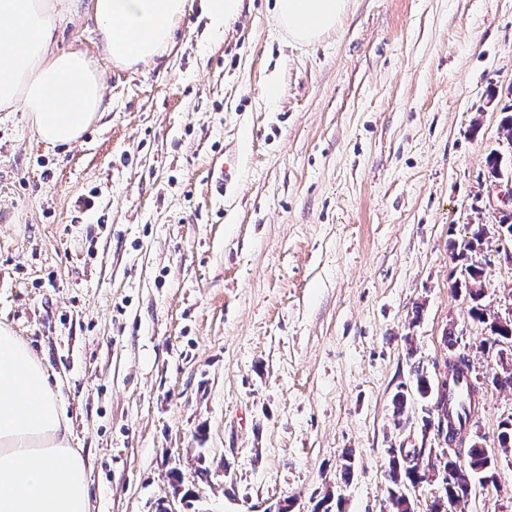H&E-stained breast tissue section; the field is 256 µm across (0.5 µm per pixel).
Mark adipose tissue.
I'll use <instances>...</instances> for the list:
<instances>
[{"instance_id": "1", "label": "adipose tissue", "mask_w": 512, "mask_h": 512, "mask_svg": "<svg viewBox=\"0 0 512 512\" xmlns=\"http://www.w3.org/2000/svg\"><path fill=\"white\" fill-rule=\"evenodd\" d=\"M185 0H0V111L21 108L38 141L69 147L107 109L82 50L51 51L58 20L91 15L107 61L153 63L174 42ZM281 29L318 41L348 0H274ZM0 512H91L87 463L70 444L56 381L30 344L0 322Z\"/></svg>"}]
</instances>
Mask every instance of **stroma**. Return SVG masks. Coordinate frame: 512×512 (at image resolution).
Masks as SVG:
<instances>
[{"label":"stroma","mask_w":512,"mask_h":512,"mask_svg":"<svg viewBox=\"0 0 512 512\" xmlns=\"http://www.w3.org/2000/svg\"><path fill=\"white\" fill-rule=\"evenodd\" d=\"M205 25L186 0L174 46L119 71L93 19L59 24L54 49L92 55L109 105L72 148L0 111V321L61 384L92 512H155L175 468L182 512H316L333 490L344 512H387L388 449L445 446L413 367L441 382L457 352L484 381L467 436L498 461L457 512H512V389L487 381L512 351L453 290L448 250L497 221L512 0H350L311 44L273 0H242L223 35ZM227 155L235 185L215 199ZM481 262L505 315L512 264Z\"/></svg>","instance_id":"stroma-1"}]
</instances>
